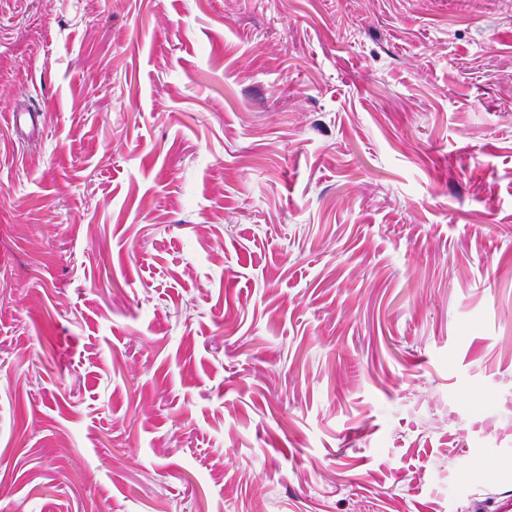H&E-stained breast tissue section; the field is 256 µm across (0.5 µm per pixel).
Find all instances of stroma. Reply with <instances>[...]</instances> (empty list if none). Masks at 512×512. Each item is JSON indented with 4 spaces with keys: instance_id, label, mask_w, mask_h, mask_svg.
<instances>
[{
    "instance_id": "35a3bbf8",
    "label": "stroma",
    "mask_w": 512,
    "mask_h": 512,
    "mask_svg": "<svg viewBox=\"0 0 512 512\" xmlns=\"http://www.w3.org/2000/svg\"><path fill=\"white\" fill-rule=\"evenodd\" d=\"M0 512H512V0H0Z\"/></svg>"
}]
</instances>
